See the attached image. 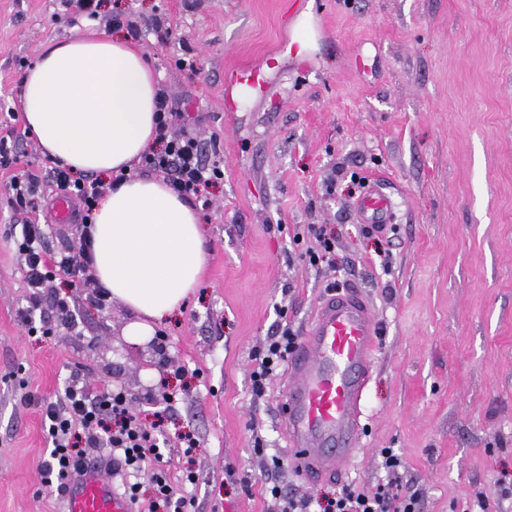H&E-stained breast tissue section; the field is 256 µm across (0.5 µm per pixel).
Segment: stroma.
Returning a JSON list of instances; mask_svg holds the SVG:
<instances>
[{
	"label": "stroma",
	"mask_w": 512,
	"mask_h": 512,
	"mask_svg": "<svg viewBox=\"0 0 512 512\" xmlns=\"http://www.w3.org/2000/svg\"><path fill=\"white\" fill-rule=\"evenodd\" d=\"M107 3L140 29L176 128L224 155L201 213L207 261L156 352L127 347L128 308L63 274L42 301L52 334H27L23 217L6 180L49 160L11 115L17 89L49 43L112 26L64 0H0V137L18 135L16 163L0 169V512H62L41 471L42 403L72 381L123 388L146 425L163 410L170 477L194 512H281L269 482L297 497L374 491L383 448L402 456L420 512H468L479 497L512 512V0ZM304 11L306 53L290 32ZM249 65L261 84L243 99L226 74ZM373 181L395 212L378 230L354 210ZM311 224L335 237V260L300 259L293 237ZM336 283L369 301L379 349L352 472L308 485L271 465L288 455L287 371L259 398L250 372L280 320L303 333Z\"/></svg>",
	"instance_id": "1"
}]
</instances>
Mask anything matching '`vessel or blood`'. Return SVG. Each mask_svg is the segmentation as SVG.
I'll list each match as a JSON object with an SVG mask.
<instances>
[{
  "mask_svg": "<svg viewBox=\"0 0 512 512\" xmlns=\"http://www.w3.org/2000/svg\"><path fill=\"white\" fill-rule=\"evenodd\" d=\"M361 223H390L392 203L380 185L356 201ZM378 347L371 308L357 290L323 298L288 358L291 379L282 426L293 449L296 476L308 484L347 473L361 431L362 408ZM66 512H131L115 476L98 464L84 466L67 483Z\"/></svg>",
  "mask_w": 512,
  "mask_h": 512,
  "instance_id": "1",
  "label": "vessel or blood"
}]
</instances>
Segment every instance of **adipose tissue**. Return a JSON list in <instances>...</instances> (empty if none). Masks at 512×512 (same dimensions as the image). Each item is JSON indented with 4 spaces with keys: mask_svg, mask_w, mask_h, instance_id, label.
Here are the masks:
<instances>
[{
    "mask_svg": "<svg viewBox=\"0 0 512 512\" xmlns=\"http://www.w3.org/2000/svg\"><path fill=\"white\" fill-rule=\"evenodd\" d=\"M27 125L43 151L103 177L132 168L155 141L156 81L142 49L104 33L47 46L22 78ZM92 269L145 340L198 287L206 240L198 212L164 181L133 178L100 197L88 228Z\"/></svg>",
    "mask_w": 512,
    "mask_h": 512,
    "instance_id": "ef3b65f1",
    "label": "adipose tissue"
}]
</instances>
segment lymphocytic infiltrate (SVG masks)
<instances>
[{
	"label": "lymphocytic infiltrate",
	"instance_id": "1",
	"mask_svg": "<svg viewBox=\"0 0 512 512\" xmlns=\"http://www.w3.org/2000/svg\"><path fill=\"white\" fill-rule=\"evenodd\" d=\"M174 103L168 95H161L156 122V147L145 156L147 169L161 173L166 184L186 201L210 206L207 188L224 179V158L220 153H205L199 140L189 133L173 129ZM51 186L69 196L75 204V221L91 224L96 202L102 193L99 179L77 174L61 163H53L38 172L12 177L10 190L16 211L26 219L16 240L19 253L27 267L30 302L21 312L29 334L48 335L46 320L36 319L41 292L59 273H66L74 281L86 283L91 268V257L86 243L58 252L44 245V233L38 222L30 220L44 187ZM297 343V337L288 325H280L276 336L265 342L256 354L257 365L250 378L252 392L262 396L268 381L275 376ZM44 425L52 443L43 463L46 474L64 481L77 471L87 449L106 450L113 462L124 467L131 480L125 486L138 512H190L193 503L176 495L167 473L160 464L165 457L167 439L162 429L148 430L130 415L128 398L123 389L107 387L90 391L80 383H70L62 397L43 404ZM382 467L388 478L375 491L364 492L352 485L339 488L330 498L284 497L278 484L267 485L266 491L275 500H284L282 512H418L416 496L401 492L399 472L402 459L394 449L380 451ZM158 462L153 472L150 497H143L137 479L145 459Z\"/></svg>",
	"mask_w": 512,
	"mask_h": 512
}]
</instances>
